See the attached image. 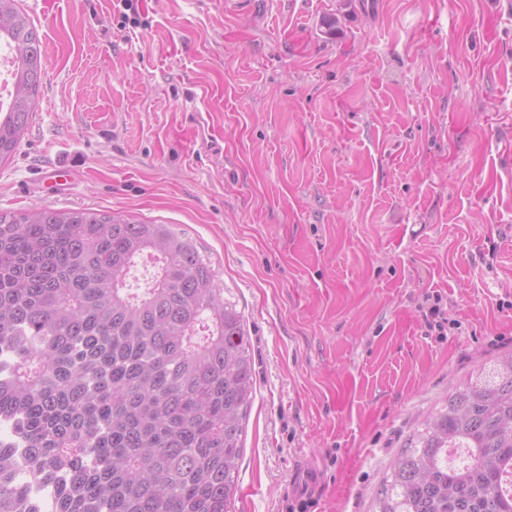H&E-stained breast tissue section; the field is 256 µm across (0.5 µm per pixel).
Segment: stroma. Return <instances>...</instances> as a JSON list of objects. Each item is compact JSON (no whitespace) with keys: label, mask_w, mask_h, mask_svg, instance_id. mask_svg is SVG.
<instances>
[{"label":"stroma","mask_w":512,"mask_h":512,"mask_svg":"<svg viewBox=\"0 0 512 512\" xmlns=\"http://www.w3.org/2000/svg\"><path fill=\"white\" fill-rule=\"evenodd\" d=\"M19 5L45 75L0 210L191 237L254 362L233 512H372L417 426L512 350V0H352L336 36L339 0ZM431 300H433V303L427 304V311L424 310L423 305L421 306L427 327L431 331L438 330V336L447 335V329L452 330L458 328L459 325L456 319L451 318L447 311L441 307L440 303L442 298L437 294L436 297L433 294H427L425 296L426 303Z\"/></svg>","instance_id":"obj_1"}]
</instances>
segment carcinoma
I'll list each match as a JSON object with an SVG mask.
<instances>
[{
	"label": "carcinoma",
	"instance_id": "cac0c4a2",
	"mask_svg": "<svg viewBox=\"0 0 512 512\" xmlns=\"http://www.w3.org/2000/svg\"><path fill=\"white\" fill-rule=\"evenodd\" d=\"M13 56L0 163L42 82L40 39L0 0ZM254 365L210 258L170 224L0 211V512H231ZM467 459L453 463L448 449ZM512 351L409 436L374 512H512Z\"/></svg>",
	"mask_w": 512,
	"mask_h": 512
}]
</instances>
